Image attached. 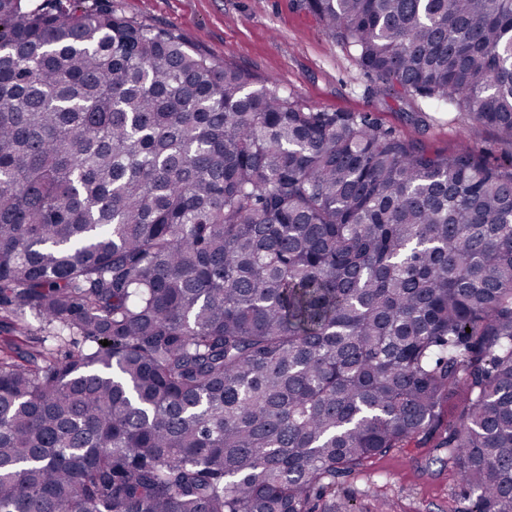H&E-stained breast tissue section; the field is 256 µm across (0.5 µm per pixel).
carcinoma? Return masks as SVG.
I'll use <instances>...</instances> for the list:
<instances>
[{"label":"carcinoma","mask_w":512,"mask_h":512,"mask_svg":"<svg viewBox=\"0 0 512 512\" xmlns=\"http://www.w3.org/2000/svg\"><path fill=\"white\" fill-rule=\"evenodd\" d=\"M105 2L0 0V512H315L433 435L512 512V165ZM304 5L512 140V0Z\"/></svg>","instance_id":"cac0c4a2"}]
</instances>
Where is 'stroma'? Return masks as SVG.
I'll use <instances>...</instances> for the list:
<instances>
[{
	"label": "stroma",
	"instance_id": "stroma-1",
	"mask_svg": "<svg viewBox=\"0 0 512 512\" xmlns=\"http://www.w3.org/2000/svg\"><path fill=\"white\" fill-rule=\"evenodd\" d=\"M115 13L157 30L180 33L220 62L272 81L313 109L367 112L420 137L430 152L469 147L488 163L512 162V143L448 106L383 90L357 65L353 49L329 36L301 0H111ZM432 446L408 443L340 480L326 512H469L456 472Z\"/></svg>",
	"mask_w": 512,
	"mask_h": 512
}]
</instances>
